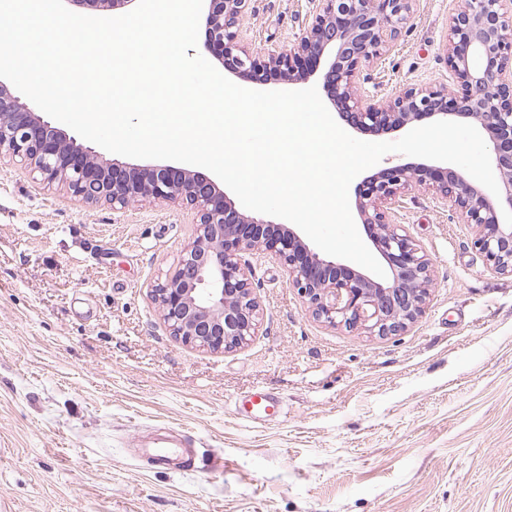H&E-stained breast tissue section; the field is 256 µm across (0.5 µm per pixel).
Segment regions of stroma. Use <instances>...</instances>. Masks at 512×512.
<instances>
[{
	"label": "stroma",
	"mask_w": 512,
	"mask_h": 512,
	"mask_svg": "<svg viewBox=\"0 0 512 512\" xmlns=\"http://www.w3.org/2000/svg\"><path fill=\"white\" fill-rule=\"evenodd\" d=\"M463 0H415L362 93L456 92L443 48ZM313 0H251L250 51L291 46ZM435 288L406 332L315 319L255 256L260 327L210 353L170 335L148 286L195 231L184 206H89L0 160V512H512V276L424 188L394 217ZM279 401L264 421L249 397ZM174 431L194 467L143 443Z\"/></svg>",
	"instance_id": "1"
}]
</instances>
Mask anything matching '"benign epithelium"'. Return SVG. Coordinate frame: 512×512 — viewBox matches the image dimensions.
Here are the masks:
<instances>
[{"mask_svg": "<svg viewBox=\"0 0 512 512\" xmlns=\"http://www.w3.org/2000/svg\"><path fill=\"white\" fill-rule=\"evenodd\" d=\"M137 0H67L91 13H119ZM204 47L221 68L245 82L263 84L271 74L293 86L316 72L300 64L326 60L320 76L327 97L356 130L390 132L421 117L471 119L492 144L500 196L463 172L426 163L383 168L364 178L355 207L388 275L368 274L326 259L287 224H264L239 212L219 184L204 174L171 165L109 162L15 95L0 78V158H15L48 185L65 188L89 205L114 210L146 199L177 202L195 212L196 230L178 265L149 285L170 335L212 352L240 347L255 335L260 303L251 287L247 253L266 254L288 271L312 315L333 327L371 336L404 333L425 313L434 286L432 262L402 226L392 222L414 185H428L439 203L472 231V245L489 267L512 276V0H464L453 15L444 58L460 95L433 87H406L392 96L357 93L365 67L374 65L410 23L414 0H318L302 36L288 49L260 58L239 34L250 0H205Z\"/></svg>", "mask_w": 512, "mask_h": 512, "instance_id": "7a95c632", "label": "benign epithelium"}]
</instances>
